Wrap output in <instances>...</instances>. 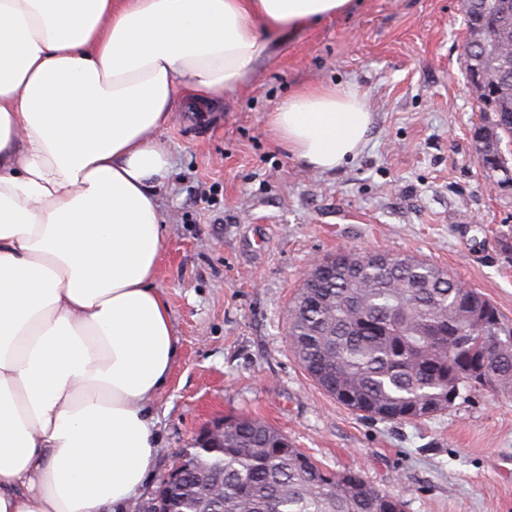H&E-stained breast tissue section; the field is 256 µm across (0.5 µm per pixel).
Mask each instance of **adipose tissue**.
<instances>
[{"label": "adipose tissue", "instance_id": "1", "mask_svg": "<svg viewBox=\"0 0 512 512\" xmlns=\"http://www.w3.org/2000/svg\"><path fill=\"white\" fill-rule=\"evenodd\" d=\"M349 3L0 0V512L118 510L142 486L177 354L156 133ZM267 121L324 172L372 116L358 86H308Z\"/></svg>", "mask_w": 512, "mask_h": 512}]
</instances>
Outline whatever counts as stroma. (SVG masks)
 I'll return each mask as SVG.
<instances>
[{
    "label": "stroma",
    "instance_id": "1",
    "mask_svg": "<svg viewBox=\"0 0 512 512\" xmlns=\"http://www.w3.org/2000/svg\"><path fill=\"white\" fill-rule=\"evenodd\" d=\"M462 0H351L288 36L222 102L178 100L157 137L165 242L155 288L178 340L153 401L160 448L132 504L150 501L214 419L280 430L323 468L358 470L405 512H512V396L473 392L437 416H361L294 355L288 311L312 260L343 249L411 255L512 317V187L485 179L464 70ZM356 84L373 115L331 172L288 153L269 112L307 85Z\"/></svg>",
    "mask_w": 512,
    "mask_h": 512
}]
</instances>
